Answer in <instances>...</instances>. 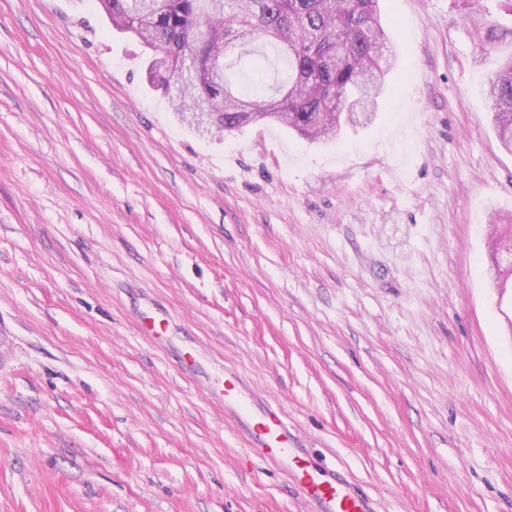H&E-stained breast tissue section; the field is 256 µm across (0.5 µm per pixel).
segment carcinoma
Listing matches in <instances>:
<instances>
[{
  "mask_svg": "<svg viewBox=\"0 0 512 512\" xmlns=\"http://www.w3.org/2000/svg\"><path fill=\"white\" fill-rule=\"evenodd\" d=\"M100 0L112 27L135 36L150 52L149 77L181 58L198 54L214 64L199 83L181 89L170 106L181 122L203 108L209 129L222 133L251 124L257 112L300 137L325 141L341 123L356 124L358 112L374 115L377 98L399 55L382 25L379 0ZM206 27V45L196 29ZM257 41L276 43L288 62L281 84L269 93L257 59L249 85L230 75L229 50ZM493 121L503 148L512 153V58L488 84Z\"/></svg>",
  "mask_w": 512,
  "mask_h": 512,
  "instance_id": "cac0c4a2",
  "label": "carcinoma"
}]
</instances>
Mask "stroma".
Returning <instances> with one entry per match:
<instances>
[{"instance_id": "stroma-1", "label": "stroma", "mask_w": 512, "mask_h": 512, "mask_svg": "<svg viewBox=\"0 0 512 512\" xmlns=\"http://www.w3.org/2000/svg\"><path fill=\"white\" fill-rule=\"evenodd\" d=\"M381 9L392 93L311 145L200 136L95 7L0 0V512H307L202 390L228 368L378 512H512V0ZM493 121L503 148L512 153V58L488 84Z\"/></svg>"}]
</instances>
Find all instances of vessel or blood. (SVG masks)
Wrapping results in <instances>:
<instances>
[{
    "label": "vessel or blood",
    "mask_w": 512,
    "mask_h": 512,
    "mask_svg": "<svg viewBox=\"0 0 512 512\" xmlns=\"http://www.w3.org/2000/svg\"><path fill=\"white\" fill-rule=\"evenodd\" d=\"M208 394L245 433L246 456L289 474L311 512H376L367 496L312 460L282 410L252 401L238 373L225 371L223 380L211 385Z\"/></svg>",
    "instance_id": "obj_1"
}]
</instances>
